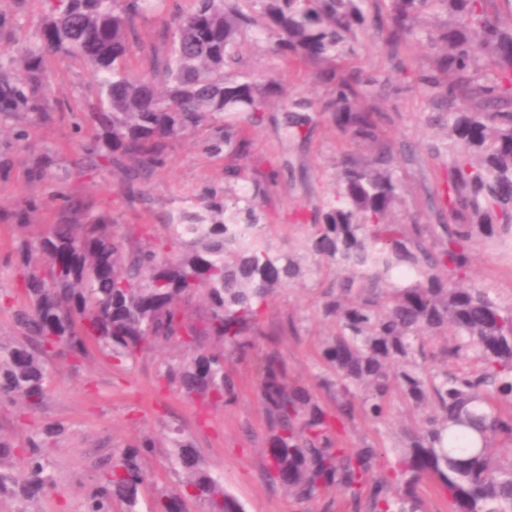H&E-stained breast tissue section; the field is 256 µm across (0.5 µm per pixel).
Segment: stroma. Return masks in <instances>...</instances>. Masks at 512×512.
Segmentation results:
<instances>
[{
    "instance_id": "35a3bbf8",
    "label": "stroma",
    "mask_w": 512,
    "mask_h": 512,
    "mask_svg": "<svg viewBox=\"0 0 512 512\" xmlns=\"http://www.w3.org/2000/svg\"><path fill=\"white\" fill-rule=\"evenodd\" d=\"M190 7L191 0H168L166 13L140 22L143 49L132 58L134 73L148 72L151 53L164 52L161 32L169 13ZM45 11L44 0H0V16L12 20L0 35V46L15 49L33 41ZM241 54L244 69L253 79L278 83L284 90L283 96L268 100L269 121L251 130V155H210L202 148L204 132L185 135L170 143L164 167L140 185L133 201L122 191L120 174L79 171L76 145L87 133L76 130L71 112L86 109L93 99L89 75L83 64L66 55L48 57L44 67L51 79L50 103L57 108L54 121H37L23 114L0 117V292L14 291L18 284L12 212L23 200L38 201L40 208L33 218L38 225L53 220L63 196L88 197L98 209L111 213L117 232L136 229L145 239L161 234L166 215L191 205L208 186L223 188L231 195L239 193L240 183L224 179V168L230 164L239 166L248 180L260 167L279 170L278 181L263 205L265 233L274 252L295 254L308 227L293 223V213L313 214L336 190L340 159L346 155L366 157L371 149L343 134L326 115L317 117L306 138H290L285 125L292 101L308 98L324 103L331 95V85L320 82L311 65H285L270 53L266 40L245 39ZM426 64L427 49L419 37L410 38L393 53L371 25L360 33L355 55L343 64L346 71L386 83L384 90L361 98L360 104L385 115L382 135L394 146L392 168L403 183L391 214L400 224L446 221L445 214L432 208L429 201L437 178L446 171L450 153L443 129L426 122L436 109L434 94L415 78ZM46 154L54 160L48 177L29 181L32 162ZM303 265L304 277L273 295L263 324L270 330L287 318L295 319L297 334L279 336L276 347L288 363L289 378L331 408L334 394L319 384L324 369L317 351L334 332L333 324L322 319L319 309L337 272L324 260L309 258ZM470 276L475 284L492 289L502 306L512 308V243L477 240ZM181 355L173 345L161 352L149 351L122 372L99 355L78 369L57 360L40 409L32 412L0 401V432L12 437L15 444H23L34 429L47 423H59L66 429L46 450L54 486L35 502L36 512H84V492L103 473L100 458L146 435L157 443L146 462L148 472L158 485L178 486L184 473L170 465V437L175 429L192 442L202 467L223 480L246 512H322L325 500L336 499L331 490L325 499L300 505L286 490L263 479L266 425L253 360H231L237 397L232 404L210 407L202 418L195 402L157 381L161 360L175 361ZM414 420L412 410L395 394L385 423L356 419L345 441L352 448L372 440L397 446Z\"/></svg>"
}]
</instances>
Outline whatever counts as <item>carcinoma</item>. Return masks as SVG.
Listing matches in <instances>:
<instances>
[{"instance_id": "1", "label": "carcinoma", "mask_w": 512, "mask_h": 512, "mask_svg": "<svg viewBox=\"0 0 512 512\" xmlns=\"http://www.w3.org/2000/svg\"><path fill=\"white\" fill-rule=\"evenodd\" d=\"M164 2L51 0L35 40L15 56L0 52V116L30 112L53 121L43 62L58 53L81 60L95 91L85 113L95 133L79 147L78 168L121 172L133 200L141 181L165 165L167 145L188 133L208 131L213 155L251 152L244 127L270 119L267 102L278 90L240 70L247 33L268 40L286 62L316 67L333 96L321 106L294 102L289 135L306 137L314 112L328 111L344 134L373 150L364 160L343 157L336 192L299 245L302 257L339 271L321 307L335 332L318 349L322 383L336 386V410L289 381L276 348L255 352L272 293L302 272L299 260L272 251L264 233L260 205L277 182L275 170L260 172L253 190L232 199L206 189L169 213L164 233L148 244L135 233L117 236L112 216L76 196L30 235L37 205L21 202L13 213L23 295L13 320L21 339L0 343V400L38 408L53 358L79 367L96 352L124 369L145 351L174 344L182 358L161 364V380L202 406L228 404L237 390L229 358L249 357L267 421L264 477L297 503L333 488L354 512H419V485L428 479L449 512H512V454L496 450L498 440L512 445V309L470 280L473 242L512 238V29L490 15L488 0H384L385 15L372 20L367 0H194L190 12L165 23L167 49L152 56L151 74L135 77L129 60L142 49L138 21ZM425 13L451 16L425 32L434 59L416 74L453 107L427 119L443 122L452 151L433 197L448 223L392 224L401 183L390 169L392 145L381 137L384 116L354 106L375 79L342 74L334 62L356 52L368 22L395 46L419 33ZM484 56L498 74L481 84L473 73ZM449 332L451 341L432 348ZM394 391L421 416L392 448L390 476L377 478L373 468L387 448H348L341 435L358 414L385 422ZM64 431L47 424L20 450L0 432V460L20 459L18 471L0 469V497L31 501L46 493V448ZM175 434L171 465L189 474L183 484L155 489L141 510L150 485L144 458L155 443L137 440L101 464L86 512H189L190 501L203 512H245L201 467L191 442Z\"/></svg>"}]
</instances>
